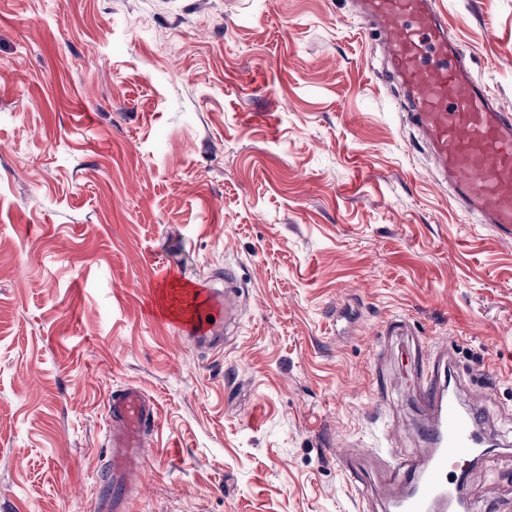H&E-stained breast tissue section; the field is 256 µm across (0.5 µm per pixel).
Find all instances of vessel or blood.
Listing matches in <instances>:
<instances>
[{
	"label": "vessel or blood",
	"instance_id": "obj_1",
	"mask_svg": "<svg viewBox=\"0 0 512 512\" xmlns=\"http://www.w3.org/2000/svg\"><path fill=\"white\" fill-rule=\"evenodd\" d=\"M361 12L383 34L388 78L403 91L400 102L447 181L452 198L512 235V113L498 108L490 89L473 81L465 56L436 8V0H358ZM169 296L179 337L218 345L237 316L234 295L214 288L176 285ZM447 348L438 349L430 371L419 374L416 399L428 420L420 435L422 458H399L386 449L383 474L392 512H454L464 499L459 473L483 456L477 407L459 410L447 392ZM112 454L109 484L95 512H125L145 468L144 438L155 428L156 406L137 387L113 390L106 403Z\"/></svg>",
	"mask_w": 512,
	"mask_h": 512
}]
</instances>
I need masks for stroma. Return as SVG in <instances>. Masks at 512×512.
Instances as JSON below:
<instances>
[{
  "label": "stroma",
  "mask_w": 512,
  "mask_h": 512,
  "mask_svg": "<svg viewBox=\"0 0 512 512\" xmlns=\"http://www.w3.org/2000/svg\"><path fill=\"white\" fill-rule=\"evenodd\" d=\"M512 112V0H437ZM355 0H0V512H92L104 404L157 405L128 512H384L447 339L512 512V240L450 198ZM240 285L221 349L150 278ZM356 469L363 493L352 490Z\"/></svg>",
  "instance_id": "obj_1"
}]
</instances>
